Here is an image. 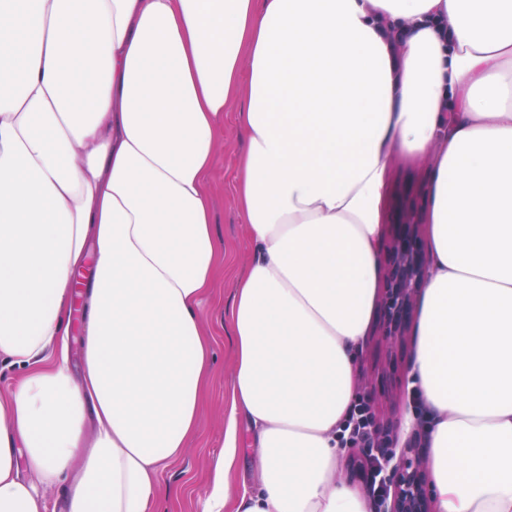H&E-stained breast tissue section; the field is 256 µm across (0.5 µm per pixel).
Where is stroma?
Listing matches in <instances>:
<instances>
[{
    "instance_id": "obj_1",
    "label": "stroma",
    "mask_w": 512,
    "mask_h": 512,
    "mask_svg": "<svg viewBox=\"0 0 512 512\" xmlns=\"http://www.w3.org/2000/svg\"><path fill=\"white\" fill-rule=\"evenodd\" d=\"M211 172L214 187V228L224 247V264L203 311L204 325L214 340L212 375L207 385L197 437L183 457L159 474L165 496L156 512H203L212 488V472L223 454L224 407L231 388L233 336L224 313L232 302L234 282L244 272L252 251L242 231V217L233 195L236 160L246 148V138L236 112L225 113ZM426 169L423 163L397 159L390 169L384 193L385 235L397 234V223L406 207L425 213ZM413 341L394 349L379 346L366 336L359 353L360 380H371L372 389L361 392L362 401H375L377 426L398 429L404 416L419 411L410 381Z\"/></svg>"
}]
</instances>
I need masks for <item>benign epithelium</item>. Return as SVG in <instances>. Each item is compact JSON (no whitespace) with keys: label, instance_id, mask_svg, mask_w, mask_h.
Wrapping results in <instances>:
<instances>
[{"label":"benign epithelium","instance_id":"obj_1","mask_svg":"<svg viewBox=\"0 0 512 512\" xmlns=\"http://www.w3.org/2000/svg\"><path fill=\"white\" fill-rule=\"evenodd\" d=\"M402 224L408 235L395 238L388 246L383 287L377 303L381 320L375 335L378 341L395 345L408 334L418 295L423 287L428 259L416 245L421 224L417 215L407 212ZM419 442L399 444V434L375 432L374 447L383 449L376 469L381 471L385 493L380 512H433Z\"/></svg>","mask_w":512,"mask_h":512}]
</instances>
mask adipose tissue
Segmentation results:
<instances>
[{"label":"adipose tissue","mask_w":512,"mask_h":512,"mask_svg":"<svg viewBox=\"0 0 512 512\" xmlns=\"http://www.w3.org/2000/svg\"><path fill=\"white\" fill-rule=\"evenodd\" d=\"M240 102L254 259L204 512H368L339 439L398 155L428 173L412 378L434 507L512 512V0H0V363L21 371L0 394V512H49L67 477L65 512H154L211 374L208 175ZM242 421L257 468L238 489ZM80 317V312H75L73 314L69 329L70 336H68V360L69 365L76 378H79L82 373L81 340L82 335L84 336L85 331V322L81 329Z\"/></svg>","instance_id":"1"}]
</instances>
